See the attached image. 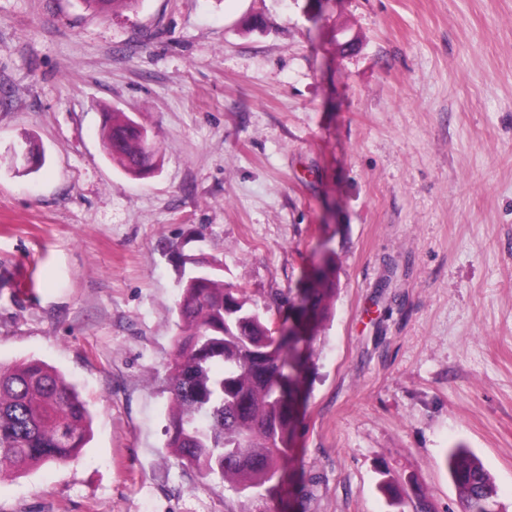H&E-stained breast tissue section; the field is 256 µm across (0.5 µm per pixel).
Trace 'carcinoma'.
Returning a JSON list of instances; mask_svg holds the SVG:
<instances>
[{
	"label": "carcinoma",
	"instance_id": "cac0c4a2",
	"mask_svg": "<svg viewBox=\"0 0 512 512\" xmlns=\"http://www.w3.org/2000/svg\"><path fill=\"white\" fill-rule=\"evenodd\" d=\"M95 13L135 8L141 0H81ZM103 147L126 173L143 176L159 165L151 131L123 112L101 130ZM177 303L180 332L165 378L171 394L166 447L244 496L273 498L289 488L290 459L303 384L317 332L336 295L330 262L310 274L288 320L273 322L244 288L224 282L223 263L205 255L181 256ZM88 405L76 386L38 359L0 365V480L41 465L77 459L91 434ZM450 480L464 512H495L490 473L469 449L446 455Z\"/></svg>",
	"mask_w": 512,
	"mask_h": 512
}]
</instances>
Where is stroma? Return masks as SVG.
Here are the masks:
<instances>
[{"instance_id": "stroma-1", "label": "stroma", "mask_w": 512, "mask_h": 512, "mask_svg": "<svg viewBox=\"0 0 512 512\" xmlns=\"http://www.w3.org/2000/svg\"><path fill=\"white\" fill-rule=\"evenodd\" d=\"M112 111L156 173L107 157ZM183 254L275 322L334 262L288 494L165 446ZM27 359L92 436L1 480L0 512H392L387 476L463 512L459 444L512 512V0H0V363ZM103 147L126 173L143 176L159 165L160 153L151 131L123 112H111L101 130Z\"/></svg>"}]
</instances>
